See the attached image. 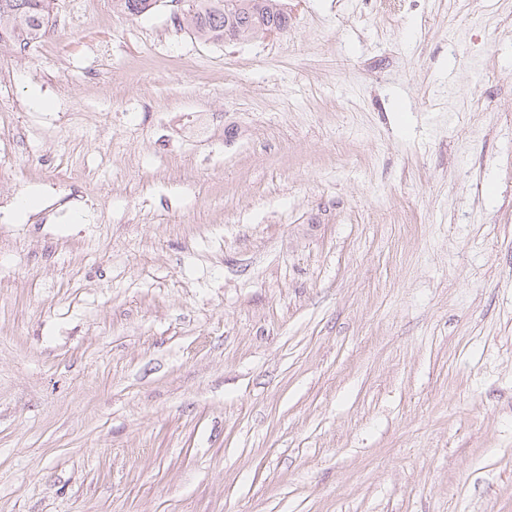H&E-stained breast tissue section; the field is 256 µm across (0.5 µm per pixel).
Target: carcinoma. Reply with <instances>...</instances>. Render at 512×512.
Segmentation results:
<instances>
[{
  "label": "carcinoma",
  "mask_w": 512,
  "mask_h": 512,
  "mask_svg": "<svg viewBox=\"0 0 512 512\" xmlns=\"http://www.w3.org/2000/svg\"><path fill=\"white\" fill-rule=\"evenodd\" d=\"M158 0H112V9L131 18L149 13ZM276 0H193V33L224 41V22L240 28L287 24L273 11ZM51 0H0V46L26 49L49 29Z\"/></svg>",
  "instance_id": "cac0c4a2"
}]
</instances>
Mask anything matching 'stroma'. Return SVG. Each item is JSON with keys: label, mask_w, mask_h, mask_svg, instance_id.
Instances as JSON below:
<instances>
[{"label": "stroma", "mask_w": 512, "mask_h": 512, "mask_svg": "<svg viewBox=\"0 0 512 512\" xmlns=\"http://www.w3.org/2000/svg\"><path fill=\"white\" fill-rule=\"evenodd\" d=\"M283 2L0 48V512H512V0ZM276 0H195L191 23L193 33L205 41L236 43L243 42V33L234 26H224L226 20L240 28H255L268 25L260 31L263 37L274 36L285 29L286 18L273 11ZM274 24V25H269Z\"/></svg>", "instance_id": "1"}]
</instances>
